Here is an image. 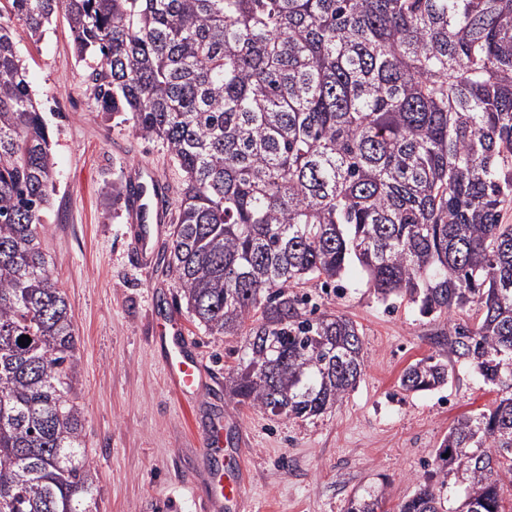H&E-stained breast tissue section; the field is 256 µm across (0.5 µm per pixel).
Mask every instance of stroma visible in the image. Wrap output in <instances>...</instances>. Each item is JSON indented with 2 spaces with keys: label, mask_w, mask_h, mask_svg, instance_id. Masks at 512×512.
I'll return each mask as SVG.
<instances>
[{
  "label": "stroma",
  "mask_w": 512,
  "mask_h": 512,
  "mask_svg": "<svg viewBox=\"0 0 512 512\" xmlns=\"http://www.w3.org/2000/svg\"><path fill=\"white\" fill-rule=\"evenodd\" d=\"M12 28L55 162L42 244L74 316V391L97 485L92 512H203L200 450L216 418L224 425L222 482L241 467L249 476L241 501L226 503L224 512H346L351 497L379 485L387 512H396L433 476L436 452L455 420L491 408L497 397L439 341L445 320L422 316L401 298L390 307L378 302L361 268L350 266L336 292L307 286L320 310L351 318L363 334L364 373L342 404L302 421L229 397L225 377L237 364L242 337L209 335L177 300L164 262L172 224L161 225L159 256L144 267L127 203L112 199L113 185L128 183L141 168L178 190L181 174L166 147L98 111L64 18L54 19L37 42L21 22ZM172 314L207 373L191 404L170 389L157 341ZM435 353L454 366L447 384L402 391V371ZM242 441L240 457L235 449Z\"/></svg>",
  "instance_id": "obj_1"
}]
</instances>
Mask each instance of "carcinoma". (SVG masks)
<instances>
[{"mask_svg": "<svg viewBox=\"0 0 512 512\" xmlns=\"http://www.w3.org/2000/svg\"><path fill=\"white\" fill-rule=\"evenodd\" d=\"M64 12L98 111L184 174L167 267L212 336H242L230 396L320 417L364 371L360 330L318 312L353 263L386 304L445 318L496 390L398 512H503L512 483V0H0V512H90L74 318L40 242L54 158L10 26ZM476 310L470 323L462 315ZM27 335L31 342L18 344ZM452 373L408 365L405 392ZM449 457H443V454ZM384 490L346 512H381Z\"/></svg>", "mask_w": 512, "mask_h": 512, "instance_id": "1", "label": "carcinoma"}]
</instances>
